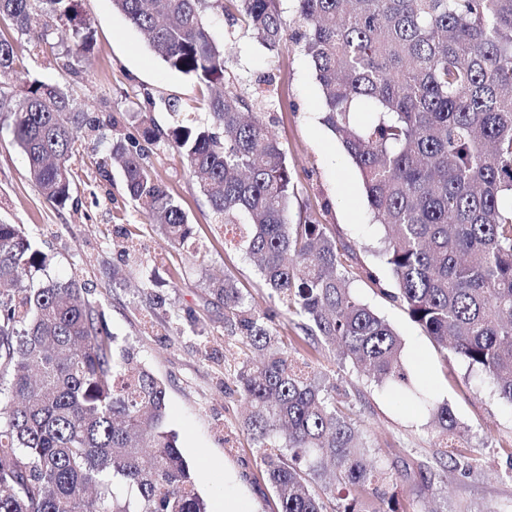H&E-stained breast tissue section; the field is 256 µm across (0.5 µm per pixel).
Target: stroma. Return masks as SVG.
<instances>
[{
    "label": "stroma",
    "instance_id": "obj_1",
    "mask_svg": "<svg viewBox=\"0 0 512 512\" xmlns=\"http://www.w3.org/2000/svg\"><path fill=\"white\" fill-rule=\"evenodd\" d=\"M79 11L94 32L93 49L79 77L62 67L71 33L59 28L51 48L32 56L25 35L0 19V38L9 39L28 78L62 85L78 110L112 119L123 136L141 138L126 116L143 112L159 127L170 117L168 99L202 115L207 91L170 70L150 51L112 0H79ZM226 40V79L270 112V130L295 170L292 212L304 211L327 225L355 255L352 286L402 337L411 373L438 400L447 401L468 430L448 468L447 484L425 470L437 454L436 435L411 399L359 376L339 373L328 350L312 348L298 329L277 314L251 262L232 231L217 224L200 186L179 153L168 145L145 144L148 169L173 195L196 231L195 243L170 247L130 201L115 168H103L108 144L74 136L72 197L65 207L48 203L28 176L27 163L8 130L0 129V220L23 225L43 242L51 276L78 274L87 297L104 311L118 344L134 347L141 361L168 386L167 425L194 475L208 512L226 498L249 512H278L277 500L260 467L259 450L242 428L244 400L224 390L243 358L238 337L224 330V308L212 304V278L237 280L258 312L274 324L311 371L336 381L349 394L364 435L386 467H407L390 491L405 512H512V409L498 401L452 352L439 351L400 303L386 298L394 286L377 250L384 235L373 222L361 175L338 139L324 126L323 97L309 58L294 42L269 54L246 30L206 18ZM373 278H366V271ZM206 328L196 335L191 320Z\"/></svg>",
    "mask_w": 512,
    "mask_h": 512
}]
</instances>
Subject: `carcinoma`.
<instances>
[{
    "label": "carcinoma",
    "mask_w": 512,
    "mask_h": 512,
    "mask_svg": "<svg viewBox=\"0 0 512 512\" xmlns=\"http://www.w3.org/2000/svg\"><path fill=\"white\" fill-rule=\"evenodd\" d=\"M152 53L213 91L207 121L181 118L165 102L167 129L128 113L149 142L186 161L218 224L239 231L281 315L339 368L413 397L443 449L464 428L446 403L411 380L404 345L352 289L341 247L327 227L293 220L294 169L264 113L225 87L224 49L203 23L221 14L245 26L270 54L284 39L310 59L324 99L323 123L358 168L373 219L384 227L378 254L410 319L451 350L512 409V0H295L288 29L281 0H112ZM42 52L59 25L70 28L66 70L93 45L78 0H0ZM20 61L0 38V90L19 80ZM370 104L367 124L356 113ZM6 118L30 180L50 204L71 198L72 128L114 127L73 107L60 85L26 79ZM112 166L130 200L173 246L194 225L153 178L136 143L112 138ZM47 255L19 224L0 222V512H207L168 430L167 388L131 347H120L97 305L72 275L34 283ZM208 294L224 304V331L248 351L231 384L248 404L242 427L280 512H402L388 493L393 473L361 437L337 387L302 366L271 317L257 313L230 277Z\"/></svg>",
    "instance_id": "1"
}]
</instances>
